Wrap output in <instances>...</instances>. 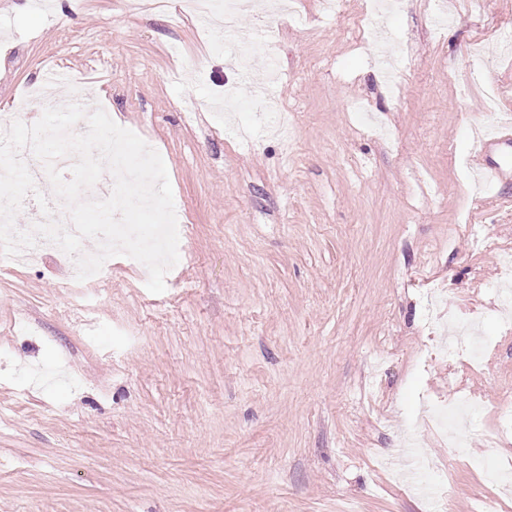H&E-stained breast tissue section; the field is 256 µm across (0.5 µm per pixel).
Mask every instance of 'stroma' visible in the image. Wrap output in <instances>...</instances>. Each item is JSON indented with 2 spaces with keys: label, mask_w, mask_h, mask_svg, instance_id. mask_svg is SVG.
Listing matches in <instances>:
<instances>
[{
  "label": "stroma",
  "mask_w": 512,
  "mask_h": 512,
  "mask_svg": "<svg viewBox=\"0 0 512 512\" xmlns=\"http://www.w3.org/2000/svg\"><path fill=\"white\" fill-rule=\"evenodd\" d=\"M135 13L0 0V125L38 110L47 68L162 156L187 232L166 289L124 256L96 282L70 256L0 269V512H426L399 478L418 438L447 512H512L483 468L512 467L494 413L512 326L493 288L512 247V175L476 146L512 114V0H294L236 61L188 0ZM278 80L268 109L246 81ZM479 316L453 363L426 296ZM468 394L469 448L412 427Z\"/></svg>",
  "instance_id": "1"
}]
</instances>
